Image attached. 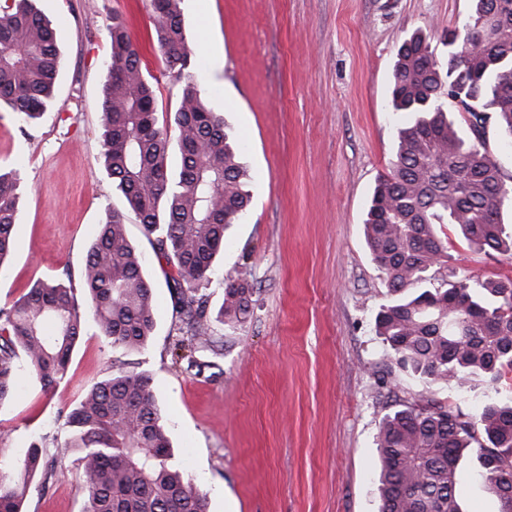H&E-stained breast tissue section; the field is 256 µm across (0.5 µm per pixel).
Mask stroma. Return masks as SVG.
<instances>
[{"label":"stroma","mask_w":512,"mask_h":512,"mask_svg":"<svg viewBox=\"0 0 512 512\" xmlns=\"http://www.w3.org/2000/svg\"><path fill=\"white\" fill-rule=\"evenodd\" d=\"M147 0H36L57 33L59 75L33 123L0 110V164L25 182L15 249L0 268V305L37 280L79 281L107 210H127L102 155L109 30L122 21L142 50L158 117L177 88L148 46ZM473 0H183L192 66L209 106L239 141L252 201L224 238L202 289L219 355L202 371L174 355L180 322L163 271L135 216L133 243L156 283L157 323L145 349H115L87 324L65 381L42 395L21 376L0 410V446L23 456L42 434L63 432L58 411L81 391L125 369L149 375L166 418L175 463L207 496L208 512H379L376 434L383 417L427 397L478 416L512 398V380L467 388L430 384L403 371L375 332L389 300L363 223L375 184L408 122L391 107L395 54L425 34L439 65L449 37L464 38ZM448 265L434 280L512 279V257L469 246L451 225ZM255 290L241 324L220 323L225 279ZM55 472L27 512H82L72 457L47 450Z\"/></svg>","instance_id":"obj_1"}]
</instances>
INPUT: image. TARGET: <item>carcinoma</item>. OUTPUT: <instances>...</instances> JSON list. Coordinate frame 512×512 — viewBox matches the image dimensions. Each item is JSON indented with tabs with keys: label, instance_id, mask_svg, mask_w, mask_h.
<instances>
[{
	"label": "carcinoma",
	"instance_id": "obj_1",
	"mask_svg": "<svg viewBox=\"0 0 512 512\" xmlns=\"http://www.w3.org/2000/svg\"><path fill=\"white\" fill-rule=\"evenodd\" d=\"M462 41L448 39V68L418 33L397 49L393 107L415 116L402 129L396 158L376 184L364 223L372 259L391 294L376 319L377 335L402 368L434 383L492 384L512 372V280L446 281L428 272L448 263L451 224L483 252L512 256V186L483 147L494 120L512 148V0H473ZM151 40L167 77L179 87L169 123L177 133V170L160 124L152 84L125 28L112 25L111 58L103 87L105 169L135 213L154 253L166 261L173 308L181 322L175 348L188 368L211 345L212 325L199 286L209 281L228 226L246 213L250 193L240 149L224 120L202 97L181 0H149ZM51 23L33 0L0 7V107L24 121L46 109L58 74ZM468 114L472 137L459 134L445 101ZM22 197L19 169L0 165V267L11 255ZM253 288L229 279L219 321L242 322ZM92 319L114 348L141 349L156 326L153 283L127 235L126 217L112 209L97 225L79 285L37 281L0 306V408L20 374L52 393L65 379L72 353ZM75 456L83 512H207L206 497L174 465L165 419L145 374L121 371L84 389L59 412ZM49 433L21 460L0 448V512H25L32 491L53 475ZM380 512H462L456 492L459 462L473 455L476 477L512 512V400L486 403L476 420L430 400L403 405L378 429Z\"/></svg>",
	"mask_w": 512,
	"mask_h": 512
}]
</instances>
